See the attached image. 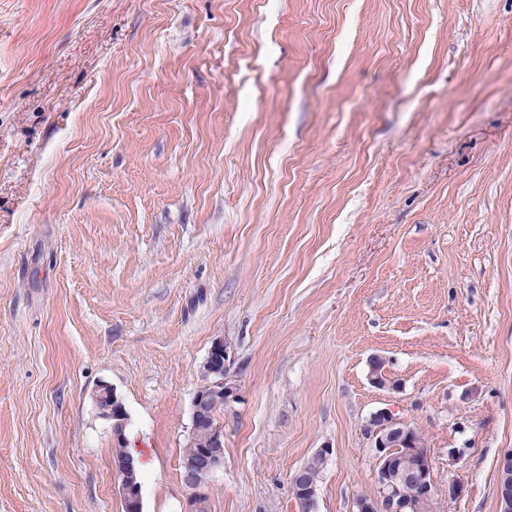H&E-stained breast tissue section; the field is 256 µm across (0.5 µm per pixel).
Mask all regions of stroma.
Returning a JSON list of instances; mask_svg holds the SVG:
<instances>
[{"label":"stroma","instance_id":"1","mask_svg":"<svg viewBox=\"0 0 512 512\" xmlns=\"http://www.w3.org/2000/svg\"><path fill=\"white\" fill-rule=\"evenodd\" d=\"M219 337L208 512H299L322 448L316 512H352L385 407L437 512H497L512 0H0V512H124L102 384L142 512H183ZM229 348L224 338L213 341L202 366L206 382L197 390L193 399L192 428L187 440L193 448L185 447L181 456L183 481L189 491L187 512H195L201 507L202 485L199 476L211 475L224 463V432L221 427L211 423V416L237 394V387L227 377ZM195 448H198L195 455L182 462ZM95 400L97 404L103 402H110L112 406L109 407L108 413L103 416L112 420V430L116 441H120L124 428L127 422V413L125 407L117 396L116 392L108 385H100L96 390ZM295 479L300 480L299 481V484H300L299 490L301 492L302 497L306 498L307 501L312 504L317 503L318 486L308 481L307 470L305 469V467H301L296 471ZM290 482H291L292 493H293L294 497L296 496V502H297L299 511L300 512H314L313 511L314 508H313L312 504H309V503L303 501V499L300 496H298L297 493L296 494L294 493L293 486H295V482L293 479V474L291 476Z\"/></svg>","mask_w":512,"mask_h":512}]
</instances>
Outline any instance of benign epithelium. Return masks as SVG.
I'll return each instance as SVG.
<instances>
[{
    "mask_svg": "<svg viewBox=\"0 0 512 512\" xmlns=\"http://www.w3.org/2000/svg\"><path fill=\"white\" fill-rule=\"evenodd\" d=\"M229 343L223 338L213 341L202 366L205 384L195 393L192 409V428L189 446L195 455L182 462L183 481L188 489L186 512L201 507L202 485L199 476L211 474L224 464V432L211 423L214 411L236 396L237 387L228 380ZM385 361L380 356L370 359V381L379 388L387 387ZM95 400L110 402L104 417L112 421L115 439H121L127 422L125 407L116 392L108 385L96 390ZM367 432L377 451L376 491L355 499L353 512H435L433 461L425 443L412 434L406 420L388 408L375 412ZM134 465L125 469L113 468L114 479L124 503L125 512H142L141 486L133 479ZM497 497L500 512H512V448L505 450L497 461ZM302 497L317 503L318 486L309 482L307 470L295 473ZM410 482L419 490L414 499L401 495L400 486Z\"/></svg>",
    "mask_w": 512,
    "mask_h": 512,
    "instance_id": "7a95c632",
    "label": "benign epithelium"
}]
</instances>
